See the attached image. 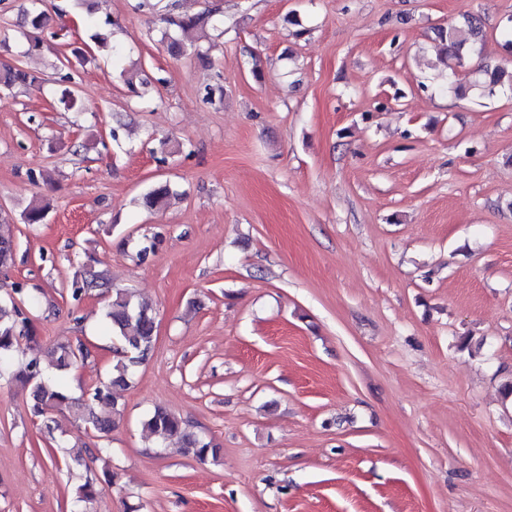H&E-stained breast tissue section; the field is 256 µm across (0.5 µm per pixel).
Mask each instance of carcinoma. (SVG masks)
Instances as JSON below:
<instances>
[{"label": "carcinoma", "mask_w": 512, "mask_h": 512, "mask_svg": "<svg viewBox=\"0 0 512 512\" xmlns=\"http://www.w3.org/2000/svg\"><path fill=\"white\" fill-rule=\"evenodd\" d=\"M210 16L207 14L169 17L166 22L183 33L204 29ZM484 22L478 15L467 14L463 21L437 28L436 37L440 52L448 62V91L465 95L473 89L482 97L499 94L512 96V68L506 65L490 66L478 62L471 71L468 83L456 82L457 70L482 54ZM27 75L21 70H7L0 75V90L8 91L18 82H26ZM172 196L170 188L160 185L145 196L151 208H164ZM162 242L158 233L143 237L136 251V258L143 262L156 253ZM15 243L11 236L0 233V271L8 270L14 261ZM108 287L104 272L86 266L76 273L70 283L71 297L81 299L93 289ZM104 325L122 354L112 363L106 379L94 386L86 397H74L61 385L57 376L43 373L40 360L30 358L25 364L14 367L13 352L20 341H35V330L27 313L15 302L0 303V375L8 373L11 378L30 386L32 415L41 420L46 431H51L50 414L57 410L73 412L84 423L85 428L100 437L112 433L123 412L122 398L118 392L130 387L137 369L145 363L147 355L156 342V318L151 306L126 290L118 289L104 303ZM55 367L67 372L77 363L86 360L90 350L83 342L61 341L54 345ZM143 430L160 446L174 442L183 454L200 462L217 461L223 449L189 429V424L175 414L157 408L143 422ZM97 480L88 479L76 489L84 502L91 503L101 494Z\"/></svg>", "instance_id": "1"}]
</instances>
